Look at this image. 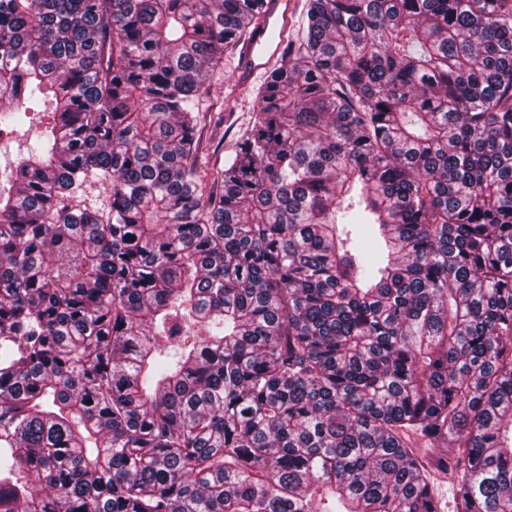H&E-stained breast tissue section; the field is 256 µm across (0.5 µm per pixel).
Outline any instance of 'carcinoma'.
Wrapping results in <instances>:
<instances>
[{"mask_svg":"<svg viewBox=\"0 0 512 512\" xmlns=\"http://www.w3.org/2000/svg\"><path fill=\"white\" fill-rule=\"evenodd\" d=\"M255 2L0 0V512H512V0H307L210 169ZM241 54L233 53L224 56V63L210 80L208 93L201 101V115L204 116L203 144L201 161L204 166L211 167L216 159L224 165V157L236 148L242 133L248 128L254 106V90L260 84L265 70L257 73L248 83L241 84L238 80V67ZM232 91V98L237 99L235 122L232 126L224 124L214 131L213 124L216 113L221 111L223 98ZM211 119V124H210ZM208 162V163H206ZM22 110H27L24 122L12 134L0 139V171L13 167L25 152L26 147L36 140V133L45 129L50 121L51 106L41 100L26 99ZM111 186L108 183L91 182L80 190L72 204H81L106 215L111 202Z\"/></svg>","mask_w":512,"mask_h":512,"instance_id":"obj_1","label":"carcinoma"}]
</instances>
